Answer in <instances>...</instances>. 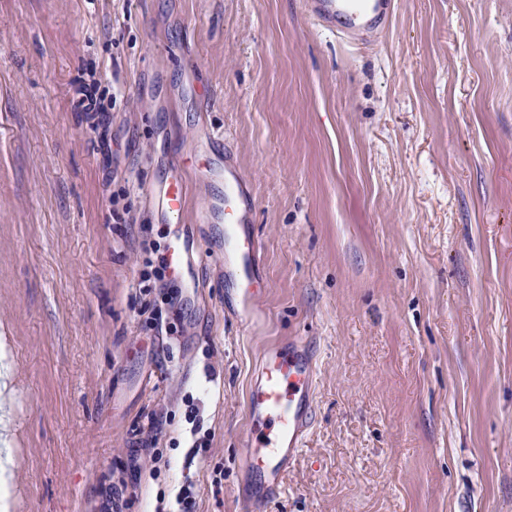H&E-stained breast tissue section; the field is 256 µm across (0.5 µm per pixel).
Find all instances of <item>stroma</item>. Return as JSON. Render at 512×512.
I'll return each mask as SVG.
<instances>
[{
	"mask_svg": "<svg viewBox=\"0 0 512 512\" xmlns=\"http://www.w3.org/2000/svg\"><path fill=\"white\" fill-rule=\"evenodd\" d=\"M91 71L107 148L72 104ZM210 136L254 199L247 328L226 222L200 221L223 178L186 174L197 289L156 322L139 281L174 231L151 190ZM288 336L314 409L267 512H512V0H396L366 47L303 0H0L8 512H152L186 483L243 512L249 381Z\"/></svg>",
	"mask_w": 512,
	"mask_h": 512,
	"instance_id": "obj_1",
	"label": "stroma"
}]
</instances>
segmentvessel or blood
<instances>
[{"mask_svg":"<svg viewBox=\"0 0 512 512\" xmlns=\"http://www.w3.org/2000/svg\"><path fill=\"white\" fill-rule=\"evenodd\" d=\"M306 14L321 28L351 40L380 36L389 26L395 0H304ZM161 213L166 222L182 216L188 199L187 184L176 174L159 188ZM240 183L225 190L223 198L207 201L202 223H210L222 210L232 224L242 223L251 204ZM237 290L244 316H251L261 294L256 273L258 247L246 234L228 238ZM171 275L193 287L194 257L190 238L177 229L167 251ZM315 370L298 341L268 344L260 357L247 391L248 431L243 440L242 466L247 491L242 497L246 512H265L279 487L280 475L297 456L309 426Z\"/></svg>","mask_w":512,"mask_h":512,"instance_id":"1","label":"vessel or blood"}]
</instances>
